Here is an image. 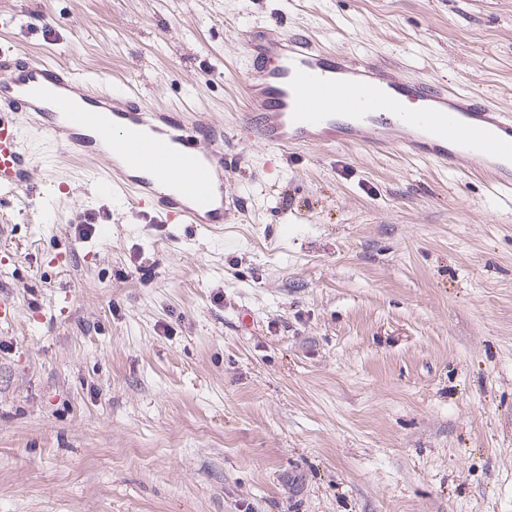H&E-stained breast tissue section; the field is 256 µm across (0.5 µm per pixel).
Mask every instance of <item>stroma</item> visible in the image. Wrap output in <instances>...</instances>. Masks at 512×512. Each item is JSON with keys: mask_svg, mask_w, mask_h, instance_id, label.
<instances>
[{"mask_svg": "<svg viewBox=\"0 0 512 512\" xmlns=\"http://www.w3.org/2000/svg\"><path fill=\"white\" fill-rule=\"evenodd\" d=\"M512 112V0H0V52L222 125L223 226L35 127L0 188V512H512V187L240 122L249 33Z\"/></svg>", "mask_w": 512, "mask_h": 512, "instance_id": "35a3bbf8", "label": "stroma"}]
</instances>
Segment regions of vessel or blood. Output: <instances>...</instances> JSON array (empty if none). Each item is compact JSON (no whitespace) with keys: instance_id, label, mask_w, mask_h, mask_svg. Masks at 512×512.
<instances>
[{"instance_id":"obj_1","label":"vessel or blood","mask_w":512,"mask_h":512,"mask_svg":"<svg viewBox=\"0 0 512 512\" xmlns=\"http://www.w3.org/2000/svg\"><path fill=\"white\" fill-rule=\"evenodd\" d=\"M253 62L243 124L282 151L320 144L399 150L512 186V114L373 58L323 49L305 34L265 32L246 44ZM65 155L106 158L120 191L150 202L163 221L220 224L237 208L224 191V130L202 115L100 94L68 68L0 55V187H28L33 161L21 123Z\"/></svg>"}]
</instances>
